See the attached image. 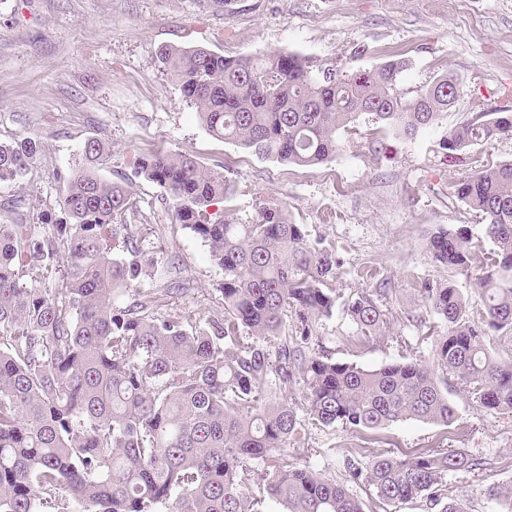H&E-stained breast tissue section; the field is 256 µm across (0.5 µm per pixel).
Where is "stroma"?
Returning a JSON list of instances; mask_svg holds the SVG:
<instances>
[{
    "instance_id": "35a3bbf8",
    "label": "stroma",
    "mask_w": 512,
    "mask_h": 512,
    "mask_svg": "<svg viewBox=\"0 0 512 512\" xmlns=\"http://www.w3.org/2000/svg\"><path fill=\"white\" fill-rule=\"evenodd\" d=\"M168 44L252 57L287 50L347 72L398 53L408 61L402 88L451 73L465 91L414 138L362 115L351 130L339 131L340 149L331 160L299 167L210 136L159 63ZM508 91L512 0H228L219 11L199 0H0V141L40 140L25 179L0 186V223H36L42 206L59 197L56 173L74 167L87 137L105 138L112 155L101 178L126 177L153 229L147 253L155 276L141 289L175 278L187 291L171 299L168 315L191 307L213 317L223 308V270L198 236L173 224L161 189L134 174L140 153L159 146L188 153L224 173L232 186L224 206L240 222L252 221L260 202L279 201L312 237L325 238L342 262L335 282L340 298L390 280L392 291L381 299L389 319L383 336L357 341L340 308L319 321L317 337L333 359L366 369L411 358L428 364L431 340L402 321L404 311L420 305L423 282L453 279L471 310L482 302L469 276L433 262L427 239L437 225L462 224L476 248L490 251L481 216L455 197L453 185L483 166L512 161V139L456 153L441 143L470 117L474 96L493 107L504 104ZM441 389L456 411L451 426L407 419L350 437L307 425L297 435L295 460L343 483L345 446L365 458L463 448L493 467L451 474L449 485L468 512H498L488 490L512 483V414L480 411L454 379Z\"/></svg>"
}]
</instances>
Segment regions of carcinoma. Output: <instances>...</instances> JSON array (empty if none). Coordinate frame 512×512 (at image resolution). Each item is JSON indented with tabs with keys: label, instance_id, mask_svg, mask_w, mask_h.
I'll return each mask as SVG.
<instances>
[{
	"label": "carcinoma",
	"instance_id": "obj_1",
	"mask_svg": "<svg viewBox=\"0 0 512 512\" xmlns=\"http://www.w3.org/2000/svg\"><path fill=\"white\" fill-rule=\"evenodd\" d=\"M159 62L197 109L208 133L258 157L319 165L339 150L336 133L362 114L412 138L436 123L464 90L441 75L399 88L397 55L365 70L313 69L285 50L266 57L165 45ZM512 137V107L475 99L470 118L442 148L465 150ZM37 140L0 142V178L30 170ZM87 138L80 161L56 174L58 215L38 224H0V512H258L246 493L255 479L286 512H363L348 486L288 462L309 423L351 435L407 419L448 427L456 414L439 387L449 375L489 414L512 413V360L496 359L490 337L512 331V162L485 166L455 182L457 199L479 212L494 244L472 246L467 226H441L427 242L434 262L478 271V319L455 283L427 282L425 310L403 317L433 339V366L417 360L375 369L334 360L314 348L316 324L333 314L341 261L310 238L288 209L267 201L250 224L219 208L231 187L192 155L155 149L136 158V174L158 185L172 223L200 237L224 271V313L204 319L164 307L186 288L171 282L139 291L124 307L120 290L149 275L145 237L121 236L126 217L146 220L126 186L98 171L109 155ZM122 223H116V220ZM123 237L114 255L108 242ZM386 283L344 304L357 339L382 335L378 297ZM437 316L427 326L424 313ZM306 389L305 418L269 389ZM348 481L379 503L422 500L432 512H466L448 474L490 462L465 450L342 456ZM500 512H512V486L493 485Z\"/></svg>",
	"mask_w": 512,
	"mask_h": 512
}]
</instances>
